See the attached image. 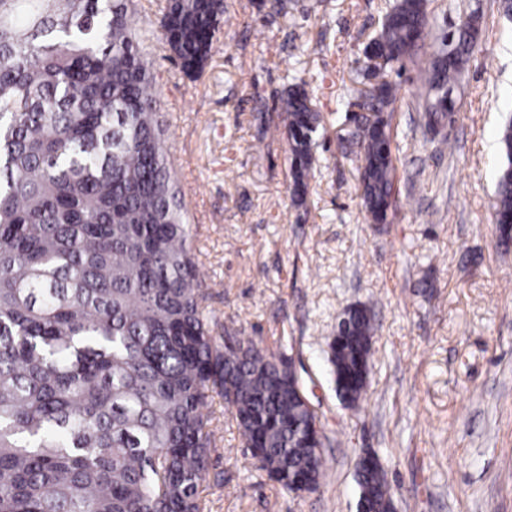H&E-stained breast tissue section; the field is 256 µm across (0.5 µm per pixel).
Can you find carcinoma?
Masks as SVG:
<instances>
[{
    "label": "carcinoma",
    "instance_id": "carcinoma-1",
    "mask_svg": "<svg viewBox=\"0 0 512 512\" xmlns=\"http://www.w3.org/2000/svg\"><path fill=\"white\" fill-rule=\"evenodd\" d=\"M223 12V0H169L159 33L186 74L208 63ZM481 17L429 45L427 0H395L369 41L375 83L348 103L358 111L337 142L370 223H388L398 179L388 77L419 68L424 125H452L442 101ZM143 37L130 0H0V512H203L213 395L257 470L288 491L325 477L299 377L249 338L210 333ZM278 118L301 203L321 125L306 82ZM499 143L494 211L512 218V117ZM350 312L329 362L356 404L375 329L368 308ZM355 478L366 512H391L382 463Z\"/></svg>",
    "mask_w": 512,
    "mask_h": 512
}]
</instances>
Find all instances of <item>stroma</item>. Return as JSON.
<instances>
[{"mask_svg": "<svg viewBox=\"0 0 512 512\" xmlns=\"http://www.w3.org/2000/svg\"><path fill=\"white\" fill-rule=\"evenodd\" d=\"M391 0H224L211 59L185 75L168 45L143 49L169 135L212 335L241 332L292 358L325 434L327 478L298 496L256 471L220 397L204 512H356L355 461L381 458L395 512H512V245L493 221L497 135L512 111V22L480 7L478 49L453 91V150L414 120L425 90L396 79L399 180L389 223H370L336 116L368 86L363 49ZM314 89L323 122L304 205L285 137L262 139L281 95ZM371 309L375 355L359 404L343 407L328 344L343 311Z\"/></svg>", "mask_w": 512, "mask_h": 512, "instance_id": "1", "label": "stroma"}]
</instances>
